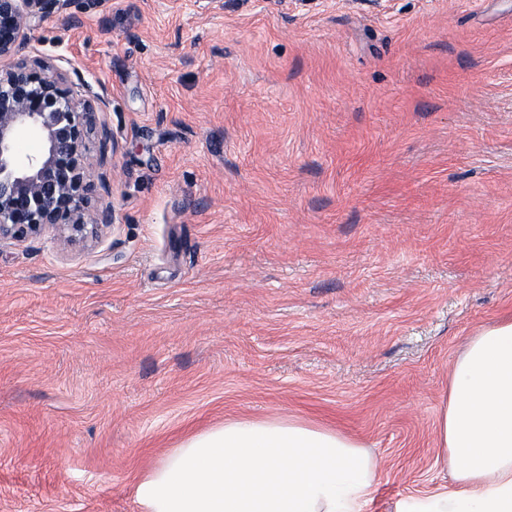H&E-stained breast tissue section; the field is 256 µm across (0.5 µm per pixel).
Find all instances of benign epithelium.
I'll use <instances>...</instances> for the list:
<instances>
[{
  "label": "benign epithelium",
  "instance_id": "1",
  "mask_svg": "<svg viewBox=\"0 0 512 512\" xmlns=\"http://www.w3.org/2000/svg\"><path fill=\"white\" fill-rule=\"evenodd\" d=\"M70 0H0V59L28 48L30 31L47 16L67 10ZM77 94L62 77L41 75L21 60L0 67V248L68 232V240L99 236L114 223L110 206H91L96 188L109 192L106 175L93 180L85 155L88 136L112 137L98 115L109 107L106 91L84 81ZM33 134L42 142L34 156L17 144Z\"/></svg>",
  "mask_w": 512,
  "mask_h": 512
}]
</instances>
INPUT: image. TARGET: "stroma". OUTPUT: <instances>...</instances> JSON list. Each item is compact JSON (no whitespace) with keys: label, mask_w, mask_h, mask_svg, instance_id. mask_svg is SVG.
Returning a JSON list of instances; mask_svg holds the SVG:
<instances>
[{"label":"stroma","mask_w":512,"mask_h":512,"mask_svg":"<svg viewBox=\"0 0 512 512\" xmlns=\"http://www.w3.org/2000/svg\"><path fill=\"white\" fill-rule=\"evenodd\" d=\"M26 55L105 87L116 223L0 249V512H140L280 415L381 458L370 512L450 482V370L512 316V0H70Z\"/></svg>","instance_id":"obj_1"}]
</instances>
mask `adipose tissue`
I'll return each mask as SVG.
<instances>
[{
    "label": "adipose tissue",
    "mask_w": 512,
    "mask_h": 512,
    "mask_svg": "<svg viewBox=\"0 0 512 512\" xmlns=\"http://www.w3.org/2000/svg\"><path fill=\"white\" fill-rule=\"evenodd\" d=\"M452 483L395 512H512V318L470 337L437 421ZM378 458L357 439L295 417L197 434L136 487L141 512H367Z\"/></svg>",
    "instance_id": "obj_1"
}]
</instances>
